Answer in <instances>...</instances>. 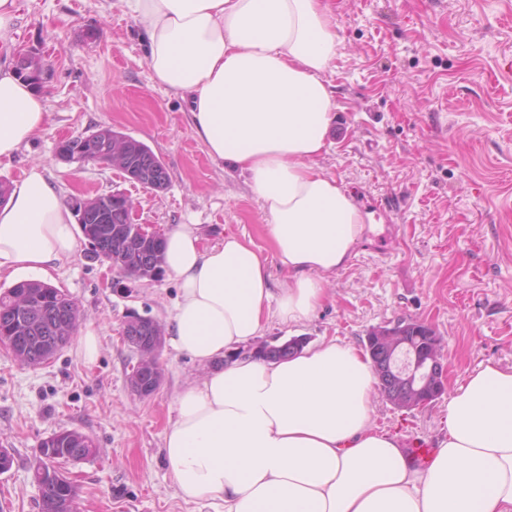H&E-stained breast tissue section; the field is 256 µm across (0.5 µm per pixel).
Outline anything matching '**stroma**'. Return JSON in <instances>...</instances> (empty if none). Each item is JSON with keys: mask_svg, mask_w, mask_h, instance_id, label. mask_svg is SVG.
<instances>
[{"mask_svg": "<svg viewBox=\"0 0 512 512\" xmlns=\"http://www.w3.org/2000/svg\"><path fill=\"white\" fill-rule=\"evenodd\" d=\"M14 45L44 53L49 118L0 180L41 163L62 196L119 191L140 223L168 231L196 224L204 246L235 233L263 254L264 214L245 176L212 160L186 101L158 83L134 21L114 0H18ZM336 56L326 77L336 121L320 160L375 224L331 296L303 324L270 321L262 339L362 346L367 331L400 320L442 338L448 385L486 364L512 369V0H329ZM109 126L149 146L169 182L154 192L112 164L61 162V139ZM54 287L94 330L95 361L69 340L47 363L28 367L0 344V448L14 455L0 474V512H41L30 466L41 442L62 429L95 444L93 457L60 468L78 490L77 512H216L183 498L164 453L175 398L200 370L163 346L159 390L128 386L138 356L120 329L135 312L165 323L177 295L169 275L115 288L107 263L87 249L57 263ZM447 397L398 410L375 395L372 418L401 443H435L447 430Z\"/></svg>", "mask_w": 512, "mask_h": 512, "instance_id": "1", "label": "stroma"}]
</instances>
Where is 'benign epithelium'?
<instances>
[{
    "label": "benign epithelium",
    "instance_id": "1",
    "mask_svg": "<svg viewBox=\"0 0 512 512\" xmlns=\"http://www.w3.org/2000/svg\"><path fill=\"white\" fill-rule=\"evenodd\" d=\"M42 55L32 50H20L13 57V67L20 77L35 86L44 85L49 77L47 69L40 66ZM119 147L124 152L122 171L127 179L143 188L156 192L164 190L168 182L165 165L155 157L138 149L122 133L109 126L100 127L85 136L61 141L56 155L66 163L79 165L97 162ZM68 206L79 225L89 250L99 259L112 263L113 254L136 265L139 278L153 281L162 276L163 268L158 264L157 241L161 231L152 224H140L128 197L120 192H109L94 196H71ZM133 224L135 229L128 238L112 236V225ZM39 310L42 330L52 335L44 345L40 363L44 364L64 345L63 338L55 335L57 328L68 323L75 312L76 303L64 292L47 299L32 293H24L19 301L0 310V344H6L15 353L26 354L31 337L29 326L33 321V310ZM423 324L400 322L390 329L404 332L396 344L388 345V337L375 327L365 338V348L372 361L378 388L394 406L411 410L436 400L444 391L448 379V365L439 349L440 337L428 341L420 336H408L405 331ZM123 340L134 351L149 341H161L156 322L150 317L134 315L128 317L122 327ZM163 372L157 362L146 364L142 360L131 366L128 377L129 388L137 396L153 395L161 385ZM55 432L40 445L34 467L39 469L43 480L50 486L68 481V476L57 464L61 461H80L82 449L91 447L84 438L73 440L69 448H51L47 443L58 437Z\"/></svg>",
    "mask_w": 512,
    "mask_h": 512
}]
</instances>
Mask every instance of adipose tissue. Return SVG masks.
I'll list each match as a JSON object with an SVG mask.
<instances>
[{"label": "adipose tissue", "instance_id": "ef3b65f1", "mask_svg": "<svg viewBox=\"0 0 512 512\" xmlns=\"http://www.w3.org/2000/svg\"><path fill=\"white\" fill-rule=\"evenodd\" d=\"M119 2L157 82L188 97L208 155L246 176L273 251L235 234L203 246L194 224L165 235L178 289L167 341L203 370L164 434L178 490L224 512H512V369L484 366L454 390L447 431L418 467L374 425L377 379L356 346L330 340L276 360L243 351L271 319L310 318L374 223L319 164L336 109L326 0ZM49 112L0 64L1 160ZM79 248L70 209L31 165L0 204V271L45 278ZM272 258L288 273L276 293Z\"/></svg>", "mask_w": 512, "mask_h": 512}]
</instances>
